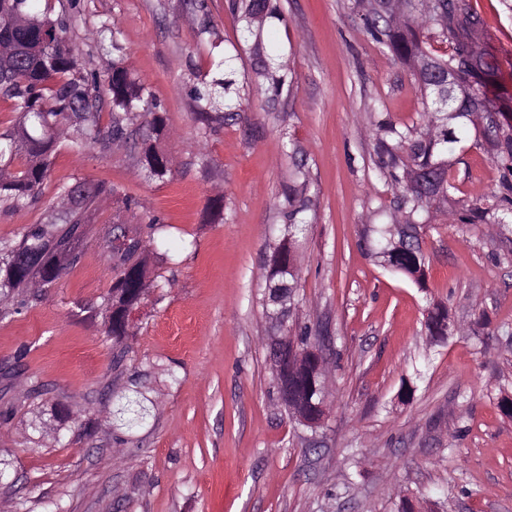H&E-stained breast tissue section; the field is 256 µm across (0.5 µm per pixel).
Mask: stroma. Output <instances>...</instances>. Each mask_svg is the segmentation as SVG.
<instances>
[{"mask_svg":"<svg viewBox=\"0 0 512 512\" xmlns=\"http://www.w3.org/2000/svg\"><path fill=\"white\" fill-rule=\"evenodd\" d=\"M49 0L67 13L83 67L123 63L160 103L174 156L169 178L139 162L149 129L110 150L61 142L36 202L0 203V241L62 208L59 189L109 187L88 214L79 259L19 314L0 317V373L12 406L0 425V512H512V228L445 220L496 189L482 148L457 155L447 207L423 228L426 283L390 273L363 247L397 191L378 169L370 117L400 128L423 110L412 69L376 44L354 0H279L272 31L295 79L282 111L253 98L204 127L187 87L210 45L241 39L227 0ZM512 91V14L468 0ZM118 37H111V30ZM297 156H290L288 142ZM308 173V232L297 253L293 313L331 338L329 413L312 430L278 396L269 346L285 330L263 306L268 259L286 233L282 191ZM223 196L215 211L213 199ZM152 284L135 308L121 366L106 333L116 276L115 218L145 232ZM456 325L429 341L433 303Z\"/></svg>","mask_w":512,"mask_h":512,"instance_id":"stroma-1","label":"stroma"}]
</instances>
